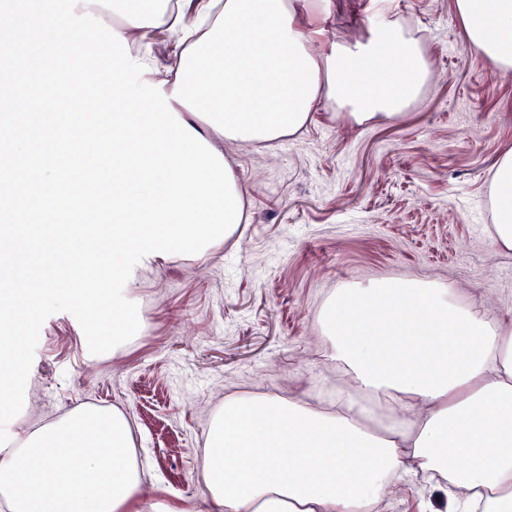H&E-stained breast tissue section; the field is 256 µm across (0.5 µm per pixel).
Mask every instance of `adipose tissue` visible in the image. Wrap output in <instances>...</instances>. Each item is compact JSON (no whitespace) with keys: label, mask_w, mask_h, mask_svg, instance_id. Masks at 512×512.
Returning <instances> with one entry per match:
<instances>
[{"label":"adipose tissue","mask_w":512,"mask_h":512,"mask_svg":"<svg viewBox=\"0 0 512 512\" xmlns=\"http://www.w3.org/2000/svg\"><path fill=\"white\" fill-rule=\"evenodd\" d=\"M477 55L512 70V0H454ZM224 0H113L118 31L149 29L184 50ZM318 100L349 124L402 119L432 78L416 33L376 24L315 55ZM362 84L348 80L350 72ZM493 239L512 249V151L491 185ZM331 356L353 374L335 412L273 395L225 401L205 437L202 495L212 512H363L394 473L436 478L448 512H512V322L459 304L446 284L370 280L322 310ZM67 459L60 469L59 459ZM127 415L82 405L0 447V512H188L144 496Z\"/></svg>","instance_id":"obj_1"}]
</instances>
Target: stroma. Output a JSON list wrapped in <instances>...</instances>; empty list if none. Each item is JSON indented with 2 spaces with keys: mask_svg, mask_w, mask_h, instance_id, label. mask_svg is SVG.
<instances>
[{
  "mask_svg": "<svg viewBox=\"0 0 512 512\" xmlns=\"http://www.w3.org/2000/svg\"><path fill=\"white\" fill-rule=\"evenodd\" d=\"M454 0H325L331 40H364L371 19L419 34L434 78L398 123L352 126L317 104L296 135L224 153L246 213L212 256L143 270L132 292L145 327L117 356L85 350L76 318L46 319L22 424L80 405L116 406L132 424L144 489L201 506L203 448L232 395L269 394L336 407L351 387L321 334L336 289L379 278L451 284L459 303L512 316V249L495 246L493 164L512 149V74L472 49ZM423 479L400 483L372 512H427Z\"/></svg>",
  "mask_w": 512,
  "mask_h": 512,
  "instance_id": "obj_1",
  "label": "stroma"
}]
</instances>
